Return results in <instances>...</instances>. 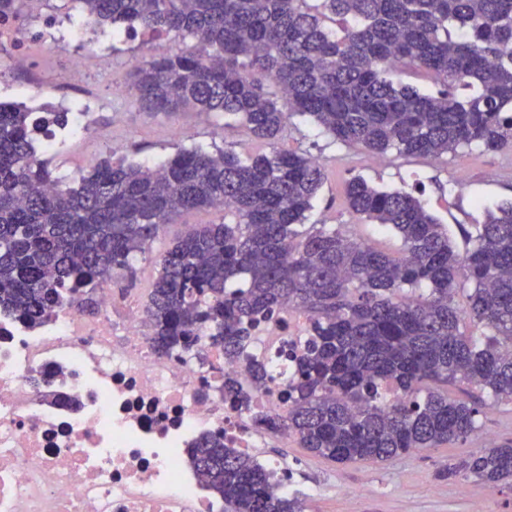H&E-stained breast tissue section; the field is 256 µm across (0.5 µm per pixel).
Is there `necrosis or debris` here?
I'll list each match as a JSON object with an SVG mask.
<instances>
[{
    "instance_id": "1",
    "label": "necrosis or debris",
    "mask_w": 512,
    "mask_h": 512,
    "mask_svg": "<svg viewBox=\"0 0 512 512\" xmlns=\"http://www.w3.org/2000/svg\"><path fill=\"white\" fill-rule=\"evenodd\" d=\"M80 55L69 79L82 82L83 60L99 54L105 31L91 17L74 32ZM101 314L55 308L38 328L0 315V512H223L191 464L198 441L223 437L251 455L278 491L293 487L287 461L263 454L270 435L253 413L286 407L288 348L310 323L295 308L259 325L246 357L206 364L158 355L132 296L100 294ZM274 368L253 389L252 412L225 399V377L249 383L250 358Z\"/></svg>"
}]
</instances>
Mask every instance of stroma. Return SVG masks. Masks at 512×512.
Here are the masks:
<instances>
[{
	"mask_svg": "<svg viewBox=\"0 0 512 512\" xmlns=\"http://www.w3.org/2000/svg\"><path fill=\"white\" fill-rule=\"evenodd\" d=\"M67 28L54 41H35L29 47L31 64L22 73H0V92L23 82L49 78L55 96L81 97L93 112L89 136L78 146H64L49 156L47 164L57 177L77 180L104 159H134L156 164L178 147L199 146L208 151L232 149L243 153L255 144L243 132L225 127L215 112L188 110L169 116L142 110L132 87L131 57L148 52V45L127 38L114 50L85 61L84 82L71 84L68 66L72 48ZM281 148H302L325 165V180L308 215L312 224H348L361 239L396 251L400 245L393 231L355 219L344 202V186L362 176L383 189L414 191L448 232L457 250H465V228L483 223L487 209L512 201V149L485 152L460 148L441 161L382 160L355 147L335 142L311 118H299L283 134ZM213 211L182 213L166 225L149 255L136 262L132 289L147 301L157 276V257L170 242L194 224L218 221ZM480 430L465 442L421 448L385 462L339 464L300 448L295 440L272 439L269 455L287 460L304 488L303 512H472L484 502L487 512H512V485L491 489L472 479H447L442 475L449 461L482 448L487 442L512 441V403L483 407Z\"/></svg>",
	"mask_w": 512,
	"mask_h": 512,
	"instance_id": "stroma-1",
	"label": "stroma"
}]
</instances>
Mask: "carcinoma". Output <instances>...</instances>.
Returning a JSON list of instances; mask_svg holds the SVG:
<instances>
[{"mask_svg":"<svg viewBox=\"0 0 512 512\" xmlns=\"http://www.w3.org/2000/svg\"><path fill=\"white\" fill-rule=\"evenodd\" d=\"M112 35L138 29L171 47L131 70L139 106L222 112L262 152L181 148L153 167L105 160L68 183L34 158L37 118L0 108V313L30 325L53 306L100 312V287L183 212L215 210L160 259L145 314L160 355L210 352L233 362L252 330L285 306L307 315L311 336L289 348L295 365L284 413L254 422L284 431L336 463L385 461L478 433L480 397L512 402V202L486 213L456 250L412 192L355 176L348 210L394 231L398 255L345 224H305L325 178L309 152L276 146L295 117L312 118L345 146L382 158L440 161L459 148L512 144V0H76ZM400 69L442 86L396 84ZM468 290V305L455 302ZM477 323L491 331L479 340ZM272 379L251 362V385ZM392 386L399 398L386 399ZM224 397L251 409L229 377ZM196 468L224 512H302L300 500L222 438L196 449ZM442 476L490 488L512 482V444L492 443L448 463Z\"/></svg>","mask_w":512,"mask_h":512,"instance_id":"obj_1","label":"carcinoma"}]
</instances>
